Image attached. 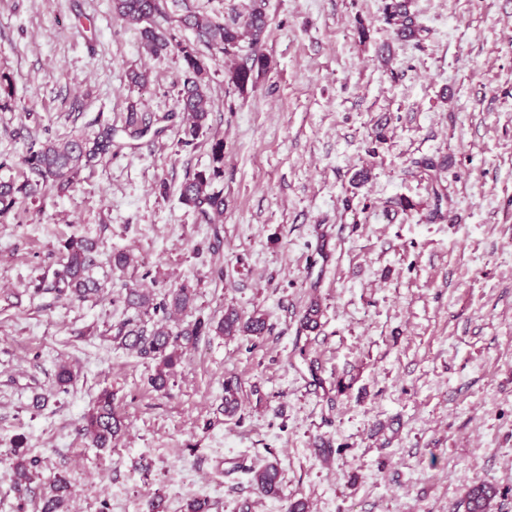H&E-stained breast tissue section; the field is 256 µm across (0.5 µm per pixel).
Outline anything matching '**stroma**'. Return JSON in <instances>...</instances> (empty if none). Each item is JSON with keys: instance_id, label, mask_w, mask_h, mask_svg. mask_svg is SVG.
Instances as JSON below:
<instances>
[{"instance_id": "stroma-1", "label": "stroma", "mask_w": 512, "mask_h": 512, "mask_svg": "<svg viewBox=\"0 0 512 512\" xmlns=\"http://www.w3.org/2000/svg\"><path fill=\"white\" fill-rule=\"evenodd\" d=\"M385 3L266 0L268 67L244 93L208 58L224 136L214 228L179 200L210 164L205 143H177L179 58L146 54L112 0H0L15 90L0 180L27 175L22 128L55 140L132 107L169 126L0 219V449L19 440L41 461L22 495L0 464V512H37L59 474L81 512H146L157 491L168 512L201 495L212 512H457L475 482L512 512V0H410V41ZM73 236L97 242L100 278L112 253L133 255L107 300L44 288ZM180 284L191 318L232 307L267 330L202 338L158 392L154 361L113 329L132 314L126 288ZM314 300L319 326L302 328ZM62 361L77 380L39 403ZM105 389L125 431L100 450L82 428ZM269 461L277 499L251 482Z\"/></svg>"}]
</instances>
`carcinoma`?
<instances>
[{
	"label": "carcinoma",
	"instance_id": "obj_1",
	"mask_svg": "<svg viewBox=\"0 0 512 512\" xmlns=\"http://www.w3.org/2000/svg\"><path fill=\"white\" fill-rule=\"evenodd\" d=\"M115 14L130 25L139 28L142 45L151 55L174 53L182 62V75L177 105L187 115V123L179 132L178 144L188 147L201 136L208 137L210 166L187 178L180 187L179 200L194 209L209 223L224 215V196L213 185L224 174V136L209 132L208 117L211 100L206 92L208 72L207 53L224 55L228 83L239 92L254 85L257 73L265 70L268 60L259 53L268 17L265 4H250L246 15L238 14L229 21H217L193 10L187 0H113ZM388 17L395 21V33L403 40L417 38L418 29L408 13L407 0H390L386 5ZM158 16L170 20L171 30L154 25ZM189 30L193 39L183 40L174 32ZM160 119L130 107L125 124L117 129L102 123L90 137L71 135L58 141H41L25 135L21 163L30 177L17 184L0 181V217L13 211H27L20 204L40 198L46 191L59 194L71 191L87 169L112 158L126 140H138L153 133L160 136L165 128ZM97 243L89 239L69 238L63 243V262L53 272L50 288L78 301L97 300L104 296L105 282L94 276L97 267ZM194 294L186 286L174 288L157 298L136 288L127 289L126 306L138 312L137 318H128L116 327L114 339L137 353L156 362L151 377L152 386L161 391L168 387L170 378L181 363L182 348L197 344L202 337L215 335L260 337L267 329L265 319L251 317L244 321L233 309L216 323L196 319L172 330L168 322L183 315L190 308ZM240 387L233 380L224 382V411L232 414L239 401ZM122 423L116 415L112 392L102 391L92 408L85 414V436L98 448L112 447V441L121 431ZM9 463L16 490H29L39 461L26 456L21 443L0 451V463ZM252 483L263 496L277 498L281 492V472L275 462L251 469ZM70 484L66 477L57 476L50 482L41 501L40 512H69ZM496 490L485 483L470 486L460 501L462 512H491Z\"/></svg>",
	"mask_w": 512,
	"mask_h": 512
}]
</instances>
